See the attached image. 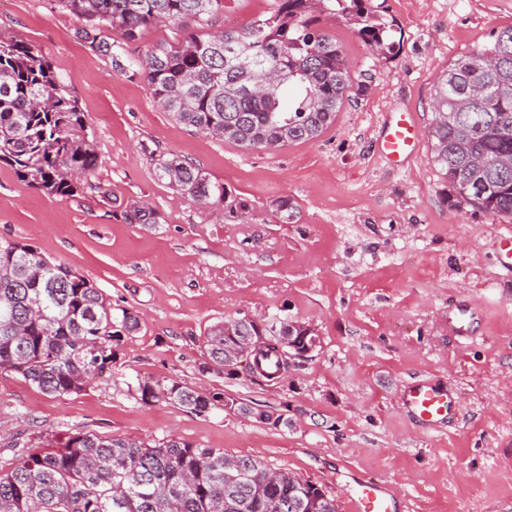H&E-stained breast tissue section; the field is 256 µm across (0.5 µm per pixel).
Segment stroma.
I'll list each match as a JSON object with an SVG mask.
<instances>
[{
    "label": "stroma",
    "mask_w": 512,
    "mask_h": 512,
    "mask_svg": "<svg viewBox=\"0 0 512 512\" xmlns=\"http://www.w3.org/2000/svg\"><path fill=\"white\" fill-rule=\"evenodd\" d=\"M394 29L395 56L342 21H326L359 91L319 138L275 154L247 151L177 122L140 76L81 40L59 0H0V39L38 47L86 115L100 163L72 196H49L0 165V240L31 244L78 269L113 307L140 318L111 374L55 397L0 372V471L77 432L154 443L176 436L250 456L321 486L349 512L353 476L398 493V512H512V276L498 236L512 218L454 206L428 142L403 166L378 155L386 114L401 106L428 129L447 66L512 24V0H372ZM168 153L247 200L241 221L188 200L155 174ZM296 205L282 224L270 204ZM154 224H131V205ZM474 320L467 338L449 309ZM277 314L311 326L310 357L275 382L201 371L210 328ZM224 389L273 427L233 412L145 404L137 379ZM415 380L452 386L458 411L430 430L402 404Z\"/></svg>",
    "instance_id": "35a3bbf8"
}]
</instances>
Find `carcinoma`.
Masks as SVG:
<instances>
[{
  "mask_svg": "<svg viewBox=\"0 0 512 512\" xmlns=\"http://www.w3.org/2000/svg\"><path fill=\"white\" fill-rule=\"evenodd\" d=\"M86 21L77 35L123 69L125 46L143 29L173 25L180 37L148 48L140 74L157 104L178 122L243 148L270 141L285 146L323 134L354 88L340 43L319 26L328 12L354 26L370 47L393 53L383 39L388 23L369 0H275L240 29H213L224 0H59ZM120 33L121 41L101 36ZM434 161L455 202L512 217V25L491 42L451 63L432 100ZM0 164L20 181L51 196H73L72 175L98 167L85 119L41 50L0 40ZM156 175L198 204L224 208V219L249 211L180 156L156 159ZM275 217L292 222L296 205L280 196ZM131 224H155L156 214L135 206ZM17 240L0 241V372L15 371L42 392L77 394L112 371V345L135 331L138 317L112 304L76 269L49 263ZM288 318H238L205 336L202 370L233 379L240 371L268 380L288 374L279 348L291 336L306 347ZM146 404L165 401L198 414L222 406L247 416L251 406L224 400L176 379H137ZM0 512H336L319 486L249 456H230L169 438L143 441L76 433L58 448L23 455L0 473Z\"/></svg>",
  "mask_w": 512,
  "mask_h": 512,
  "instance_id": "obj_1",
  "label": "carcinoma"
}]
</instances>
